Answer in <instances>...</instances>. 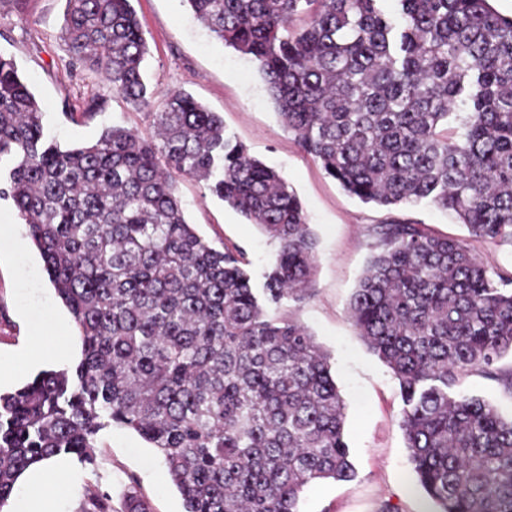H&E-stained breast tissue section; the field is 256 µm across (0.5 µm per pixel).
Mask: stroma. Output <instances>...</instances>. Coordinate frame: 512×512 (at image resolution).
Returning <instances> with one entry per match:
<instances>
[{
    "label": "stroma",
    "instance_id": "1",
    "mask_svg": "<svg viewBox=\"0 0 512 512\" xmlns=\"http://www.w3.org/2000/svg\"><path fill=\"white\" fill-rule=\"evenodd\" d=\"M148 42L144 70L150 91L183 90L224 120L227 135L250 155L276 169L297 192L317 239L312 295L290 312L327 350L336 384L346 402L345 432L357 477L349 483L312 485L302 512H435L418 486L399 427L397 380L358 336L348 302L370 257L367 229L394 219L425 225L437 235L465 239L489 275L512 273V244L470 237L466 227L427 203L380 206L346 193L304 154L275 113L255 64L224 46L197 21L186 0H132ZM66 0H0V55L16 63L61 148L94 142L110 126L153 138L146 110L113 94L98 73L73 64L63 38ZM185 215L215 249L242 252L254 286H261L274 250L262 230L190 179L178 183ZM0 222L13 239L0 241V364L13 363L30 331L56 335L55 319L70 314L48 280L38 250L26 243V227L11 199H0ZM23 248H16V241ZM96 463L72 462L59 512H82L88 491L112 499L123 512L135 493L150 512H183L160 455L135 432L103 431Z\"/></svg>",
    "mask_w": 512,
    "mask_h": 512
}]
</instances>
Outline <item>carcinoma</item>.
Segmentation results:
<instances>
[{"label": "carcinoma", "instance_id": "cac0c4a2", "mask_svg": "<svg viewBox=\"0 0 512 512\" xmlns=\"http://www.w3.org/2000/svg\"><path fill=\"white\" fill-rule=\"evenodd\" d=\"M256 64L281 123L364 203L428 201L471 237L512 243V17L489 0H185ZM74 60L151 113L156 140L120 126L71 149L0 55L6 187L81 342L70 369L0 393V508L46 459L95 465L101 431L163 457L184 512H300V495L357 472L330 355L283 317L303 303L316 240L275 169L226 137L185 91L153 101L132 0H67ZM195 179L276 245L256 289L237 250L208 245L177 192ZM352 325L398 381L399 426L437 512H512V415L455 392L478 369L512 395V275L462 239L405 220L368 229ZM84 512H112L90 494Z\"/></svg>", "mask_w": 512, "mask_h": 512}]
</instances>
